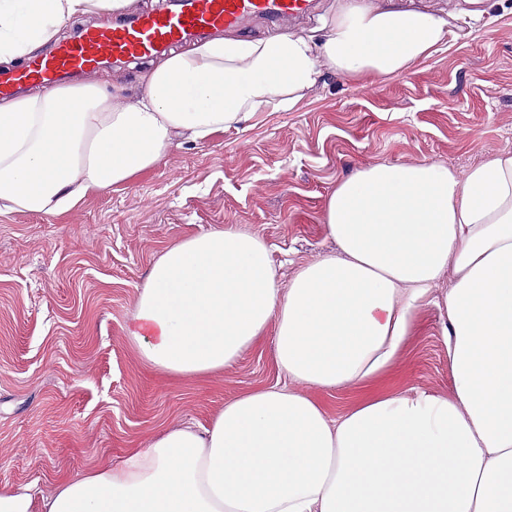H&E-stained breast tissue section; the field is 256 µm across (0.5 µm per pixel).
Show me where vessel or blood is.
<instances>
[{
	"mask_svg": "<svg viewBox=\"0 0 512 512\" xmlns=\"http://www.w3.org/2000/svg\"><path fill=\"white\" fill-rule=\"evenodd\" d=\"M312 11V0H170L168 7L93 26L32 56L20 69L0 73V97L31 84L52 86L67 76L112 63L122 65L166 53L210 31L242 30L251 19L296 21Z\"/></svg>",
	"mask_w": 512,
	"mask_h": 512,
	"instance_id": "vessel-or-blood-1",
	"label": "vessel or blood"
}]
</instances>
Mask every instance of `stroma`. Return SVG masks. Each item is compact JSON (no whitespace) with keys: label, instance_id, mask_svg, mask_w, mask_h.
Returning <instances> with one entry per match:
<instances>
[{"label":"stroma","instance_id":"1","mask_svg":"<svg viewBox=\"0 0 512 512\" xmlns=\"http://www.w3.org/2000/svg\"><path fill=\"white\" fill-rule=\"evenodd\" d=\"M453 17L448 42L400 74L327 75L289 110L171 148L129 183L58 214H0V490L49 493L163 428L208 426L225 401L283 381L267 335L223 372L171 378L128 338L154 260L231 227L269 247L281 284L335 252L325 224L343 179L378 164L457 171L512 149V0H399ZM442 318L429 303L369 387L307 388L329 418L367 394L452 393Z\"/></svg>","mask_w":512,"mask_h":512}]
</instances>
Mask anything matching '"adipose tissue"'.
Instances as JSON below:
<instances>
[{"label": "adipose tissue", "mask_w": 512, "mask_h": 512, "mask_svg": "<svg viewBox=\"0 0 512 512\" xmlns=\"http://www.w3.org/2000/svg\"><path fill=\"white\" fill-rule=\"evenodd\" d=\"M135 0H0V62L40 51L75 20ZM446 16L335 0L314 35L184 43L139 73L138 95L101 83L0 100V213H60L129 182L180 142L292 108L338 73L404 72L446 44ZM325 222L336 253L280 286L265 242L200 233L153 263L129 330L163 375L233 365L265 334L288 381L226 401L209 427L164 428L0 512H512V149L465 173L379 164L342 180ZM451 396L366 399L340 418L301 386L362 384L410 336L444 273Z\"/></svg>", "instance_id": "1"}]
</instances>
